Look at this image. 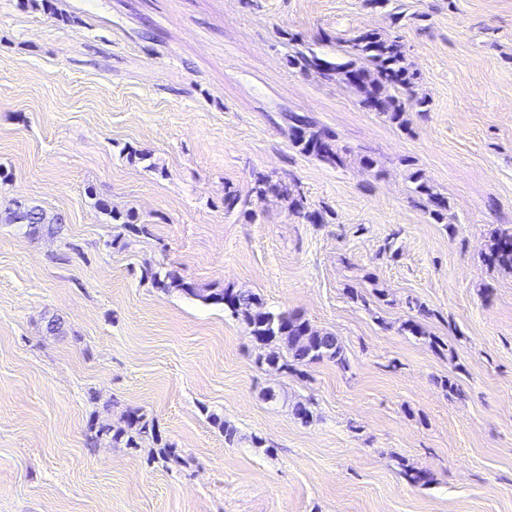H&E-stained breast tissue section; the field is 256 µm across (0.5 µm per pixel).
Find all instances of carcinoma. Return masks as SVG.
Here are the masks:
<instances>
[{
    "mask_svg": "<svg viewBox=\"0 0 512 512\" xmlns=\"http://www.w3.org/2000/svg\"><path fill=\"white\" fill-rule=\"evenodd\" d=\"M337 44L343 54L341 62L332 61L311 47H296L286 55L288 66L306 77L349 86L358 94L363 108L385 117L398 128H408L411 112L428 111L429 101L417 92L419 75L408 61L400 35L367 30L351 39L339 40ZM288 121L290 141L298 152L331 167L345 166L344 150L332 132L317 126L303 114L290 112ZM409 179L414 184L413 192L423 202L430 218L437 224L448 223L449 205L445 196L417 171L410 173ZM250 193L287 201L292 214L310 224L325 222V215L310 208L295 183L256 175L251 181ZM4 221L23 224L31 234L42 230L55 234L62 218L48 215L39 206L20 205L7 213ZM483 260L490 266L512 268V230H503L495 236ZM141 277L162 290L175 289L184 295L224 306L241 321L247 334L267 349L261 358L263 364L300 375L313 363L329 361L342 367L346 365L344 349L335 335L318 330L299 313L267 309L252 292L229 287L208 290L174 272L163 274L147 267L141 271ZM211 421L224 433L226 445L231 447L238 441L234 426L216 415L211 416ZM146 439L156 441L158 436L153 423L137 410L128 411L121 426L115 427L111 421L97 417L88 427L87 443L92 448L102 442L135 448ZM395 463L408 484L423 485L429 481V473L409 467L403 459L397 458Z\"/></svg>",
    "mask_w": 512,
    "mask_h": 512,
    "instance_id": "cac0c4a2",
    "label": "carcinoma"
}]
</instances>
